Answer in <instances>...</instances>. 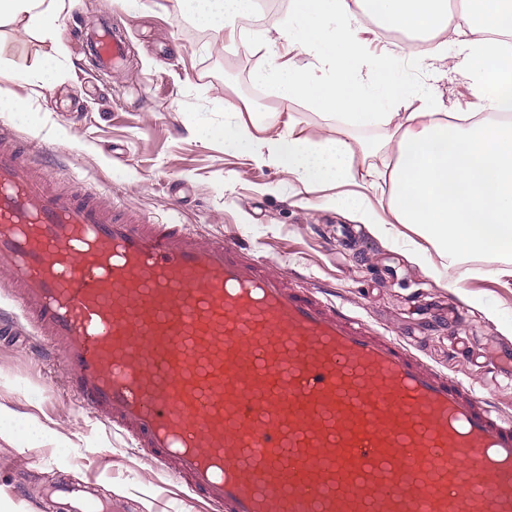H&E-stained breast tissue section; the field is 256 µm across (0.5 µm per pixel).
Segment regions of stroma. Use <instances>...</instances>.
<instances>
[{"label": "stroma", "mask_w": 512, "mask_h": 512, "mask_svg": "<svg viewBox=\"0 0 512 512\" xmlns=\"http://www.w3.org/2000/svg\"><path fill=\"white\" fill-rule=\"evenodd\" d=\"M64 2L52 39L20 20L0 22V123L52 149L46 175L65 188L86 183L103 202L154 220H166L181 202L185 223L199 234L247 243L292 284L344 297L375 328L419 346L425 362L490 398L512 423V376L485 360L512 349V252L449 258L415 225L387 223V193L379 187H305L225 150L222 139L199 138L192 122L223 126L224 103L252 113L279 108L275 95L253 93L273 61L268 49L225 50L223 34L197 25L178 0ZM102 16L131 42L126 65L104 79L75 34ZM48 58L58 62L57 79L34 89L28 74ZM405 77L416 90L435 86L451 111L472 99L468 74L427 59ZM14 98L29 100L27 119L11 109ZM340 197L365 199L380 223H360L337 205ZM451 306L460 311L453 322L443 318ZM463 340L474 359L453 355ZM65 394L61 372L42 368L15 337H0V405L54 431L33 448L0 431L1 500L35 512L18 496L20 484L35 491L66 478L95 483L125 512H203L172 476Z\"/></svg>", "instance_id": "stroma-1"}]
</instances>
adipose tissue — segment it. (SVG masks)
<instances>
[{
    "label": "adipose tissue",
    "instance_id": "adipose-tissue-1",
    "mask_svg": "<svg viewBox=\"0 0 512 512\" xmlns=\"http://www.w3.org/2000/svg\"><path fill=\"white\" fill-rule=\"evenodd\" d=\"M187 2L196 23L222 32L226 47L247 45L236 20L251 11L252 0ZM63 6L64 0H0V21L20 18L49 37ZM364 14L389 30L447 35L461 57L452 62L440 50L411 43L396 54H373L359 24ZM270 29L310 61L271 64L261 84L282 103L303 100L335 117V127L307 136L281 111L247 121L230 107L223 127L202 130V137L223 138L225 149L302 185L387 179L394 223L416 225L451 253L512 251V48L505 45L512 37V0H467L455 17L448 0H290L287 16ZM424 58L472 76L465 111L441 116L434 88L416 93L397 82L399 62ZM412 97L418 107L404 111ZM397 108L401 120L385 140L357 138ZM372 151L394 156L388 172L365 167Z\"/></svg>",
    "mask_w": 512,
    "mask_h": 512
}]
</instances>
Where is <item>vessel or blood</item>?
<instances>
[{
    "label": "vessel or blood",
    "mask_w": 512,
    "mask_h": 512,
    "mask_svg": "<svg viewBox=\"0 0 512 512\" xmlns=\"http://www.w3.org/2000/svg\"><path fill=\"white\" fill-rule=\"evenodd\" d=\"M82 37L100 72L128 55L110 21ZM46 153L0 126V275L30 349L208 512H512V424L489 398L235 240L57 189ZM47 495L122 512L79 484Z\"/></svg>",
    "instance_id": "b4317fda"
}]
</instances>
